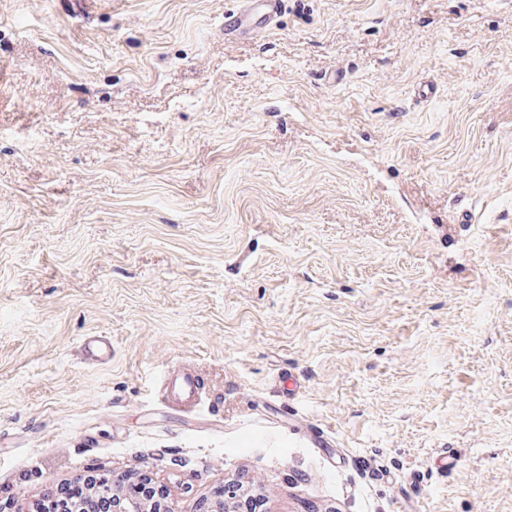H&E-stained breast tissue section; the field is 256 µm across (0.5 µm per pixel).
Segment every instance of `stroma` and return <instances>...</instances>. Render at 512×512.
Segmentation results:
<instances>
[{
  "label": "stroma",
  "instance_id": "stroma-1",
  "mask_svg": "<svg viewBox=\"0 0 512 512\" xmlns=\"http://www.w3.org/2000/svg\"><path fill=\"white\" fill-rule=\"evenodd\" d=\"M235 6L0 0V512H512V0ZM284 0H241L237 9L224 15V38L261 34L275 27ZM85 358L93 364H105L110 360L112 344L100 336H87L82 341ZM163 391L168 401L185 408L197 406L203 393L200 379L187 370L169 375L164 381ZM89 484L90 481L86 479L69 483L64 488H61L59 493L51 495L49 496V499L44 500L40 509L44 511L42 507H46L47 510H49L46 512H62L65 507H68L66 508V510H68L74 505L83 504L86 501H89L94 498L91 494V487ZM94 499L97 500V502L94 504L95 508H92L90 512H112V498ZM52 505H54V509H51Z\"/></svg>",
  "mask_w": 512,
  "mask_h": 512
}]
</instances>
